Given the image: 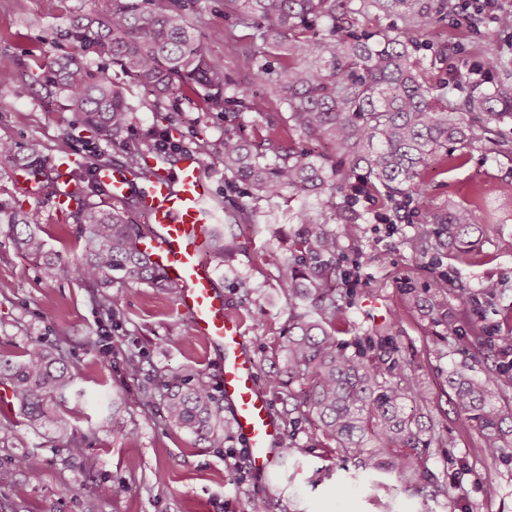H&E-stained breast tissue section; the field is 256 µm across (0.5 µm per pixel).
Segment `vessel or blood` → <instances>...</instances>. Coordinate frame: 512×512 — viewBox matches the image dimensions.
Here are the masks:
<instances>
[{"instance_id":"1","label":"vessel or blood","mask_w":512,"mask_h":512,"mask_svg":"<svg viewBox=\"0 0 512 512\" xmlns=\"http://www.w3.org/2000/svg\"><path fill=\"white\" fill-rule=\"evenodd\" d=\"M146 161L154 166L155 175L143 192L142 208L155 230L141 247L163 275L178 284L177 304L190 316L195 335L223 353L224 402L253 468L267 470L275 462L282 429L257 386L255 360L241 324L227 311L206 259L211 215L205 204L214 194L201 175L203 163L189 156L178 169L170 170L158 166L153 153ZM96 176L114 200L125 196L128 179L122 171L101 165Z\"/></svg>"}]
</instances>
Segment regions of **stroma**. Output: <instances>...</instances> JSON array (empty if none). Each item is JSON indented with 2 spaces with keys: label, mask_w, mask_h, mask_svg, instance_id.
<instances>
[{
  "label": "stroma",
  "mask_w": 512,
  "mask_h": 512,
  "mask_svg": "<svg viewBox=\"0 0 512 512\" xmlns=\"http://www.w3.org/2000/svg\"><path fill=\"white\" fill-rule=\"evenodd\" d=\"M111 0H0V72L27 83L26 96L12 84L0 85V139L16 147V161L0 162V196L17 194L14 173L26 167L38 149L46 168L61 160L71 169L89 170L109 163L129 169L126 145L140 152L162 151L169 166L184 153L206 161L224 143L225 133L257 141L275 131L278 142L298 140L289 128V112L269 85L256 82L238 63L242 45L231 37L233 18L224 0H198L189 16L202 33L224 31L212 42V56L236 84L249 110L227 121L222 110L208 108L191 92L159 97L130 83L107 60H84L91 74L108 73L130 105L131 119L117 142L95 139L81 113L63 94L46 87L43 72L71 51L60 35L73 20L97 17ZM421 45L448 50L449 63L479 71L487 54L512 68V32L489 35L483 23L454 15L418 36ZM461 165L425 174L423 195L382 203L361 194L352 214L359 226L347 238L332 219L329 205L314 202L320 221L336 232L341 265L353 296L343 304L335 336L351 344L391 325L392 358L407 364L425 392V411L451 446L437 449L432 469L448 490L437 499L398 494L383 504L375 500L371 476L337 455L335 443L316 437L305 409L290 410L286 392H270L283 435L282 478L254 471L228 411H221L212 437L202 438L170 427L163 418L166 391L156 376L177 372L204 375L216 399L221 389L218 350L194 335L191 320L174 296L149 284L99 283L59 278L41 261L22 254L8 225L0 224V353L21 358L38 341L63 339L67 361L76 375L77 397L65 414L82 447L65 448L51 436L32 430L12 398L0 401V512H252L254 496L267 512H512V442L492 448L469 426L457 407L448 376L453 371L497 378L499 403L512 405V379L502 376V356L495 341L476 336L472 325L512 328V153L490 151L482 143L463 149ZM212 190L222 209L215 227L229 248L214 262L217 285L228 312L243 324L256 362L258 382L281 367L287 342L290 305L282 270L266 255L288 253L297 226L292 214L304 203L259 200L223 169L208 165ZM24 207L40 211L38 227L48 249L70 261L80 256L75 225L63 223L49 190L23 196ZM453 206H470L486 231L474 250L457 258L416 248L415 227ZM253 211V224L236 222L238 208ZM448 277V307L459 295L476 300L454 334H445L421 312L410 309L405 285L433 288ZM498 285L486 295L488 282ZM121 293L124 315L119 328L101 316L98 297ZM123 336L121 348L105 349V333ZM138 365H130V353ZM154 393L153 410L142 407L145 390ZM104 420L115 430L101 429ZM235 453L237 467L225 465Z\"/></svg>",
  "instance_id": "obj_1"
}]
</instances>
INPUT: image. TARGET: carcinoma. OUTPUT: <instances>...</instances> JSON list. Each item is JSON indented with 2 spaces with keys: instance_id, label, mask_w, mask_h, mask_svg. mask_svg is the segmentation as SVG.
Wrapping results in <instances>:
<instances>
[{
  "instance_id": "obj_1",
  "label": "carcinoma",
  "mask_w": 512,
  "mask_h": 512,
  "mask_svg": "<svg viewBox=\"0 0 512 512\" xmlns=\"http://www.w3.org/2000/svg\"><path fill=\"white\" fill-rule=\"evenodd\" d=\"M194 7L196 0H112V10L97 24L77 22L66 31L74 55L51 69L46 82L65 93L101 141L122 132L131 108L109 75L94 82L85 78L86 54L108 58L129 81L158 95L201 90L208 107L235 119L251 105L235 96V84L225 80L224 68L211 57V40L224 32L206 36L197 30L185 14ZM224 9L233 13L249 41L243 69L274 86L288 104L294 129L310 142L331 144L339 157L330 164L288 147L268 161L251 143L225 134L210 163L246 182L257 199L279 197L287 189L346 198L354 179L386 201L408 198L423 192L420 174L428 166L452 165L455 151L474 143L496 149L494 125L512 114V89L503 84L473 85L471 73L456 65L448 68L444 81L428 76L417 35L447 18L448 0H224ZM374 10L398 17L400 28L356 31L360 19ZM272 49L281 52L277 69L266 62ZM69 199L75 206L62 213L80 226L84 246L74 261L59 263L61 275L97 283L116 273L124 281L177 294L178 287L138 249L136 228L123 212L91 202L87 193L73 192ZM294 219L299 224L291 245L294 258L278 251L266 255L267 262L282 267V288L296 301L285 369L269 375L268 384L275 390L294 383L309 387L305 395L290 392L288 398L294 407L307 408L317 435L335 442L363 471L397 477V486L376 482V494H446L430 466L443 438L423 411L420 388L407 368L388 365L379 354L392 337L368 336L352 353L336 340V294L343 283L336 233L304 204ZM0 223L18 233L23 253L49 257L45 240L35 231L42 223L39 211L0 200ZM437 224V229L418 226L417 237L444 236L443 244L460 254L477 245L483 233L468 207L448 210ZM100 309L107 320L119 321L120 295L104 297ZM431 315L434 324L452 329L442 286ZM3 382L30 425L55 433L66 448L81 447L82 440L67 433L57 408L75 383L61 343H34L19 360L0 354ZM165 386L166 422L212 435L219 406L209 383L200 377L188 386L173 373ZM453 386L458 408L489 446H497L504 440V425L512 423V406L497 402L494 381L458 373Z\"/></svg>"
}]
</instances>
